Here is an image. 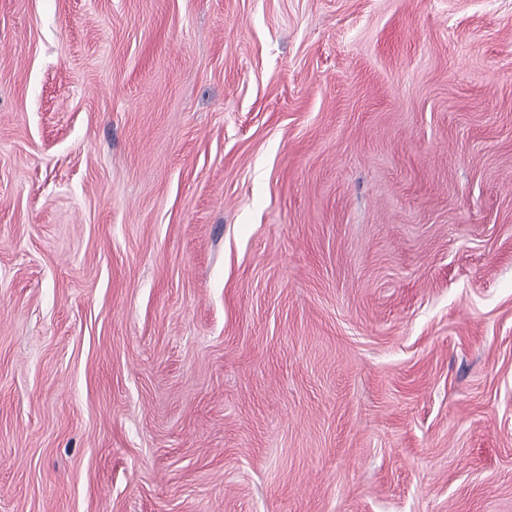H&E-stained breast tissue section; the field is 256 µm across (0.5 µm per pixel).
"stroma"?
<instances>
[{
    "mask_svg": "<svg viewBox=\"0 0 512 512\" xmlns=\"http://www.w3.org/2000/svg\"><path fill=\"white\" fill-rule=\"evenodd\" d=\"M0 512H512V0H0Z\"/></svg>",
    "mask_w": 512,
    "mask_h": 512,
    "instance_id": "1",
    "label": "stroma"
}]
</instances>
